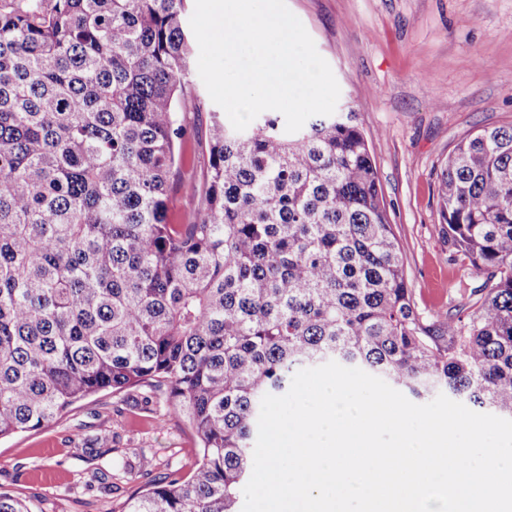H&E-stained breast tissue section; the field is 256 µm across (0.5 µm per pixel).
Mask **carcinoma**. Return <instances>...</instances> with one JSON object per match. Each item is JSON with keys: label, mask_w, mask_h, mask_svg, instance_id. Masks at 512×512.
I'll use <instances>...</instances> for the list:
<instances>
[{"label": "carcinoma", "mask_w": 512, "mask_h": 512, "mask_svg": "<svg viewBox=\"0 0 512 512\" xmlns=\"http://www.w3.org/2000/svg\"><path fill=\"white\" fill-rule=\"evenodd\" d=\"M187 0H0V438L75 403L166 394L195 469L123 512H236L264 395L334 360L512 418V126L460 141L438 205L489 275L452 319L415 309L355 113L295 133L210 113L202 188L170 218L187 140ZM0 512H32L0 491Z\"/></svg>", "instance_id": "carcinoma-1"}]
</instances>
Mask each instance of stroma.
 Here are the masks:
<instances>
[{"mask_svg": "<svg viewBox=\"0 0 512 512\" xmlns=\"http://www.w3.org/2000/svg\"><path fill=\"white\" fill-rule=\"evenodd\" d=\"M355 112L376 161L389 220L421 315L453 317L486 293V276L453 257L437 173L463 138L512 124V0H286ZM217 106L189 67L179 118L186 160L173 201L201 180ZM96 439L95 451L85 439ZM198 440L165 402L102 393L45 428L0 438V490L35 512H122L145 469L189 475Z\"/></svg>", "mask_w": 512, "mask_h": 512, "instance_id": "obj_1", "label": "stroma"}]
</instances>
